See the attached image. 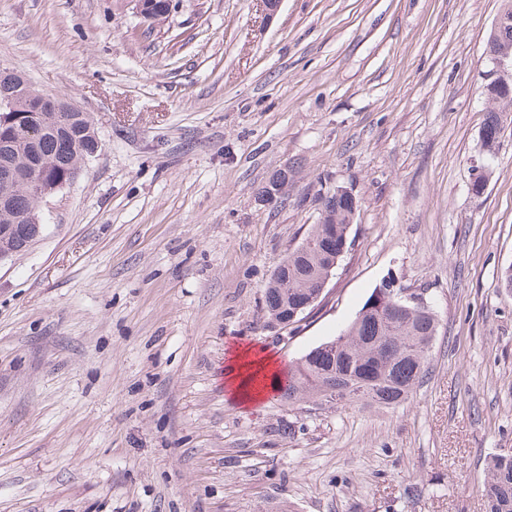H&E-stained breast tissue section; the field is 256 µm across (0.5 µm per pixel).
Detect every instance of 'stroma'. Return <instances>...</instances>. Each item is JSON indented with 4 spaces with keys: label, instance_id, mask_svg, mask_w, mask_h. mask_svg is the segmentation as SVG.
<instances>
[{
    "label": "stroma",
    "instance_id": "35a3bbf8",
    "mask_svg": "<svg viewBox=\"0 0 512 512\" xmlns=\"http://www.w3.org/2000/svg\"><path fill=\"white\" fill-rule=\"evenodd\" d=\"M176 3L148 35L132 0H0V68L101 144L0 262V512H486L512 448V111L479 139L501 0ZM339 185L353 245L268 327L263 289ZM387 280L439 318L405 403L231 401L234 344L288 364Z\"/></svg>",
    "mask_w": 512,
    "mask_h": 512
}]
</instances>
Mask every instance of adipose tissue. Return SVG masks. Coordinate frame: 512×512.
Returning <instances> with one entry per match:
<instances>
[{
  "label": "adipose tissue",
  "mask_w": 512,
  "mask_h": 512,
  "mask_svg": "<svg viewBox=\"0 0 512 512\" xmlns=\"http://www.w3.org/2000/svg\"><path fill=\"white\" fill-rule=\"evenodd\" d=\"M282 368L273 354L252 345H235L231 350L225 385L232 401L254 404L266 391L258 384L260 377L279 375Z\"/></svg>",
  "instance_id": "ef3b65f1"
}]
</instances>
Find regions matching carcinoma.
Masks as SVG:
<instances>
[{
  "mask_svg": "<svg viewBox=\"0 0 512 512\" xmlns=\"http://www.w3.org/2000/svg\"><path fill=\"white\" fill-rule=\"evenodd\" d=\"M20 74L0 69V167L39 169L45 181L67 184L98 140L93 125L64 108L41 110L24 103L10 104ZM493 107L483 128L503 126V112L512 95L487 92ZM41 199L26 184L11 185L7 206L0 209V226L9 228L10 244L19 253L28 246L31 224ZM352 219L336 195L325 197L318 223L306 238L274 268L263 290V309L269 324L285 328L305 318L295 314L307 302L311 311L323 298L332 247L350 235ZM437 328L435 314L415 307H396L382 301L365 303L355 319L334 339L320 344L289 365L274 386L288 404L320 401L335 404L364 402L396 406L412 394L425 375V364ZM483 497L487 512H512V453H499L489 462Z\"/></svg>",
  "mask_w": 512,
  "mask_h": 512,
  "instance_id": "carcinoma-1",
  "label": "carcinoma"
}]
</instances>
